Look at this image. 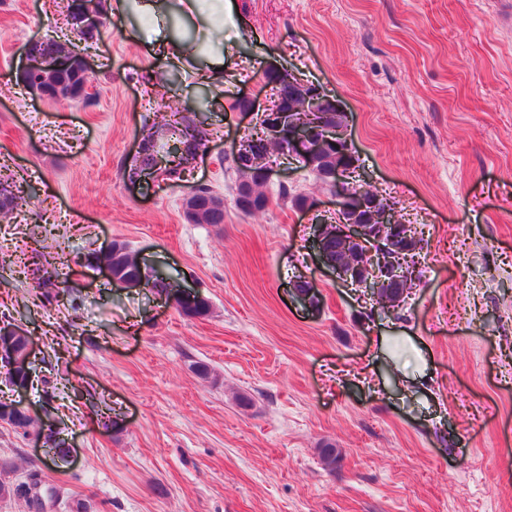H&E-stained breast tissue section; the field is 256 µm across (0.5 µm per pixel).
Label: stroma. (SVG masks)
<instances>
[{
	"label": "stroma",
	"mask_w": 512,
	"mask_h": 512,
	"mask_svg": "<svg viewBox=\"0 0 512 512\" xmlns=\"http://www.w3.org/2000/svg\"><path fill=\"white\" fill-rule=\"evenodd\" d=\"M70 2L0 0V193L26 198L0 216V321L36 344L25 390L0 368V401L71 446L43 477L54 512H512V0H233L223 69L200 83L170 67L161 95L142 83L158 62L139 14L100 0L81 36ZM42 39L82 54L84 96L15 80ZM270 67L338 100L361 178L422 230L399 313L319 264L314 224L337 207L299 158L275 157L264 211L236 207L249 121L232 106L265 97ZM171 101L207 135L183 180L132 179ZM199 185L223 223L187 220ZM115 242L208 314L85 264ZM35 247L63 295L38 287ZM47 451L0 422L8 480Z\"/></svg>",
	"instance_id": "obj_1"
}]
</instances>
